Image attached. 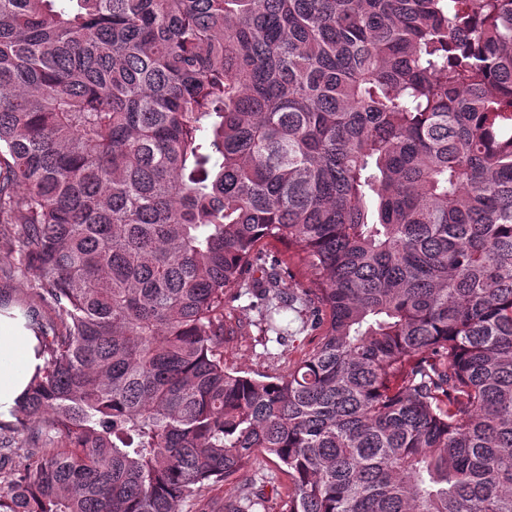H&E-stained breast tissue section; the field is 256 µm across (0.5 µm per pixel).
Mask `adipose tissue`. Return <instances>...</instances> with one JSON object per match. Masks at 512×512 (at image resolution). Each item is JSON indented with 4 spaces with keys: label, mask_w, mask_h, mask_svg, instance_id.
<instances>
[{
    "label": "adipose tissue",
    "mask_w": 512,
    "mask_h": 512,
    "mask_svg": "<svg viewBox=\"0 0 512 512\" xmlns=\"http://www.w3.org/2000/svg\"><path fill=\"white\" fill-rule=\"evenodd\" d=\"M38 341L23 317L0 315V418L9 417L42 366Z\"/></svg>",
    "instance_id": "obj_1"
}]
</instances>
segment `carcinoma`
Returning <instances> with one entry per match:
<instances>
[{
	"mask_svg": "<svg viewBox=\"0 0 512 512\" xmlns=\"http://www.w3.org/2000/svg\"><path fill=\"white\" fill-rule=\"evenodd\" d=\"M6 235L0 512H258L266 463L288 512H512V0H0ZM258 270L319 341L255 378ZM256 295V290L243 288L232 290L224 297V314H231L244 327L242 336L224 342V363L253 377L278 373L277 359L301 358L319 339L314 331H299V314L291 309L277 317L279 324L288 330V337L277 341L276 334L265 333L259 324ZM0 314V418H8L27 386L43 365L38 341L25 319Z\"/></svg>",
	"mask_w": 512,
	"mask_h": 512,
	"instance_id": "1",
	"label": "carcinoma"
}]
</instances>
